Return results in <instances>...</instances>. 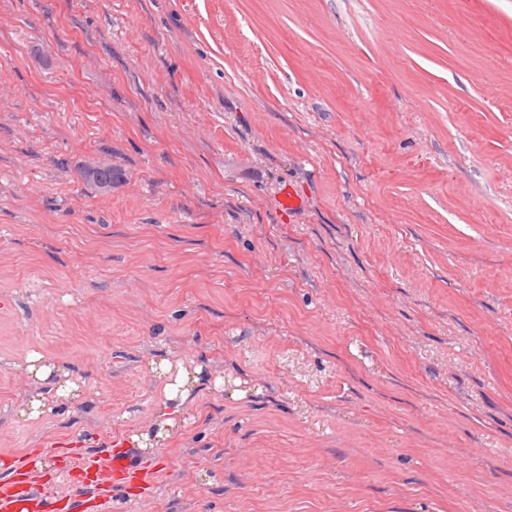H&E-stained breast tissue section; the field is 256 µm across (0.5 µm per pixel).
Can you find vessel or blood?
Listing matches in <instances>:
<instances>
[{"label": "vessel or blood", "instance_id": "b4317fda", "mask_svg": "<svg viewBox=\"0 0 512 512\" xmlns=\"http://www.w3.org/2000/svg\"><path fill=\"white\" fill-rule=\"evenodd\" d=\"M75 467L78 481L75 495L68 500L70 512H80L87 494L97 500L101 512H112L114 491L149 488L154 470L150 464H133L126 453H87L78 457ZM39 468V456L30 455L0 477V512H50L51 504L38 481Z\"/></svg>", "mask_w": 512, "mask_h": 512}]
</instances>
